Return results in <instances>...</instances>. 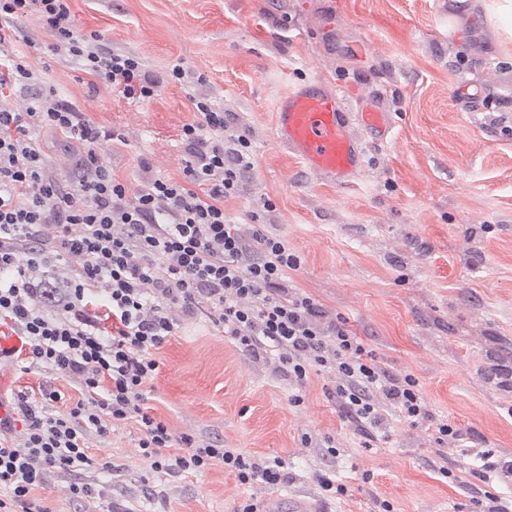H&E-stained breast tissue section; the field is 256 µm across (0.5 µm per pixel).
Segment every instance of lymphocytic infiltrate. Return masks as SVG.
<instances>
[{"label":"lymphocytic infiltrate","instance_id":"1","mask_svg":"<svg viewBox=\"0 0 512 512\" xmlns=\"http://www.w3.org/2000/svg\"><path fill=\"white\" fill-rule=\"evenodd\" d=\"M71 0H0V327L26 340L25 364L58 377H76L81 396L69 411L53 409L61 394L43 383L40 400L15 395L0 418V512H47L37 496L52 474L75 475L76 505L91 495L81 472L98 461L89 435L134 424L148 470L186 476L215 466L239 482L282 481L280 459L250 457L221 439L175 437L148 406L156 351L174 336L179 317L214 312L225 336L243 352L274 353L276 369L296 385L311 373L333 377L330 394L342 418L366 441L386 426L385 410L433 429L438 444L456 443L461 429L435 420L410 372L391 371L346 321L310 296L290 290L300 264L285 238L264 233V200L250 210V230L225 211L255 167L252 144L223 107L200 92L189 101L182 128L186 154L181 180L151 175L136 188L114 177L100 147L121 140L47 85L26 53L34 46L22 22L34 17L53 40L54 56L106 86L113 96L146 101L161 82L194 80L181 65L165 77L141 58L114 48L97 31L81 33ZM24 107L11 105L14 94ZM61 135L76 151L67 178L52 176L44 133ZM75 261L76 274L56 299L50 272ZM474 512H512V501L487 484L512 483V456L470 448Z\"/></svg>","mask_w":512,"mask_h":512}]
</instances>
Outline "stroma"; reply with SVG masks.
<instances>
[{
  "mask_svg": "<svg viewBox=\"0 0 512 512\" xmlns=\"http://www.w3.org/2000/svg\"><path fill=\"white\" fill-rule=\"evenodd\" d=\"M80 29L137 53L164 75L181 64L252 143L255 169L227 213L271 199L269 233L300 258L290 283L341 315L388 368L408 371L440 418L512 453V41L498 38L474 0H72ZM45 80L94 122L120 130L105 156L136 187L140 158L180 178V132L193 114L185 87L148 101L112 97L56 59ZM317 80L351 106L374 97L389 112L387 140L365 139L353 183L310 173L275 136L278 99ZM148 392L175 436L220 438L250 456L279 458L277 485H241L216 466L171 477L144 468L135 425L90 436L107 462L84 481L87 512H260L298 501L309 512H471V493L439 472L423 427L390 417L371 447L340 417L333 383L302 389L272 357L239 351L201 316L180 322L157 352ZM301 403H293L294 394ZM313 444L304 447L302 435ZM331 440L336 455L322 444ZM348 488L321 494V471Z\"/></svg>",
  "mask_w": 512,
  "mask_h": 512,
  "instance_id": "1",
  "label": "stroma"
}]
</instances>
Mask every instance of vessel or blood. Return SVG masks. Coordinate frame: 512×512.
Wrapping results in <instances>:
<instances>
[{
	"mask_svg": "<svg viewBox=\"0 0 512 512\" xmlns=\"http://www.w3.org/2000/svg\"><path fill=\"white\" fill-rule=\"evenodd\" d=\"M276 136L312 173L351 183L365 159L355 127L387 137L391 120L374 100L350 110L346 97L318 81L298 85L276 105Z\"/></svg>",
	"mask_w": 512,
	"mask_h": 512,
	"instance_id": "obj_1",
	"label": "vessel or blood"
}]
</instances>
